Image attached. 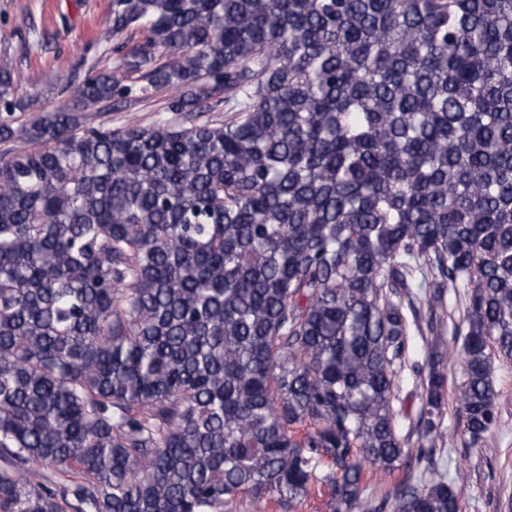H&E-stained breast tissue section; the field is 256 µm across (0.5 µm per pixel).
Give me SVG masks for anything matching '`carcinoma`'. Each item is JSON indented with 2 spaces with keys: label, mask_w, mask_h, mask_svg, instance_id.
I'll return each mask as SVG.
<instances>
[{
  "label": "carcinoma",
  "mask_w": 512,
  "mask_h": 512,
  "mask_svg": "<svg viewBox=\"0 0 512 512\" xmlns=\"http://www.w3.org/2000/svg\"><path fill=\"white\" fill-rule=\"evenodd\" d=\"M134 29L22 122L0 67V512H235L317 483L331 512H461L429 465L445 292L475 444L512 360V0H112L105 39ZM149 87L177 91L152 125L83 121ZM424 462L390 503L364 485ZM430 336L420 334L413 330L409 336L408 363L401 372L398 381L397 400L394 403L395 409L399 410L397 421L405 433L410 423L417 421L422 407L420 379L415 375L412 366L425 364L429 350L428 342Z\"/></svg>",
  "instance_id": "obj_1"
}]
</instances>
